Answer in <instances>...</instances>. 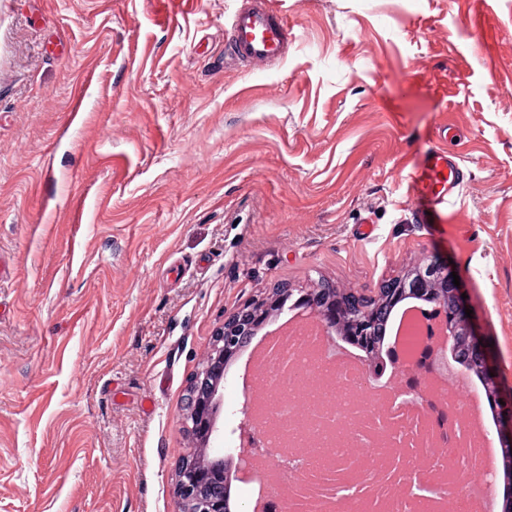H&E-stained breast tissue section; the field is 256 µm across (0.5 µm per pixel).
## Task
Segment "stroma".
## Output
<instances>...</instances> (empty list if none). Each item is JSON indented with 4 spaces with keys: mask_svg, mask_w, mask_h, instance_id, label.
<instances>
[{
    "mask_svg": "<svg viewBox=\"0 0 512 512\" xmlns=\"http://www.w3.org/2000/svg\"><path fill=\"white\" fill-rule=\"evenodd\" d=\"M246 0H0V512H178L189 379L280 282L356 293L424 254L460 278L512 397V0H262L284 55L230 58ZM463 182L432 206L436 151ZM252 375L227 368L225 438Z\"/></svg>",
    "mask_w": 512,
    "mask_h": 512,
    "instance_id": "stroma-1",
    "label": "stroma"
}]
</instances>
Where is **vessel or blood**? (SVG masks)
I'll return each mask as SVG.
<instances>
[{"label":"vessel or blood","mask_w":512,"mask_h":512,"mask_svg":"<svg viewBox=\"0 0 512 512\" xmlns=\"http://www.w3.org/2000/svg\"><path fill=\"white\" fill-rule=\"evenodd\" d=\"M233 54L240 62L280 58L288 42V20L260 5L240 8L227 27ZM460 185L459 168L446 154L435 153L419 178V192L436 204L448 203Z\"/></svg>","instance_id":"obj_1"}]
</instances>
